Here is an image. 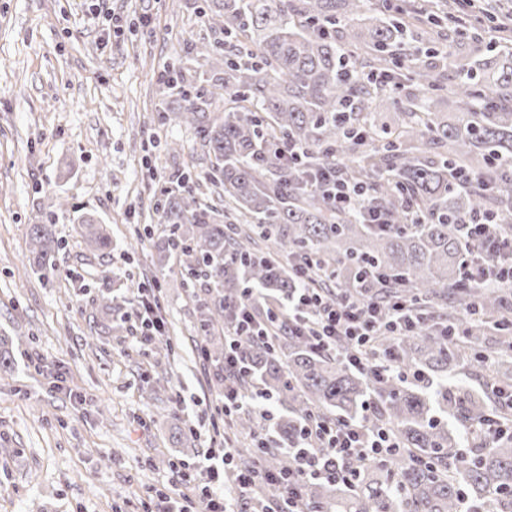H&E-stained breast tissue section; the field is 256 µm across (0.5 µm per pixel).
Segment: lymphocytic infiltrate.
<instances>
[{
	"mask_svg": "<svg viewBox=\"0 0 512 512\" xmlns=\"http://www.w3.org/2000/svg\"><path fill=\"white\" fill-rule=\"evenodd\" d=\"M319 188L330 195L338 211L359 210L365 223H385L381 210L369 206L366 188L331 178L320 183ZM484 224L483 217L475 216L460 226L467 247L477 259L471 272L500 286L512 284V236L494 245L486 244ZM238 309L236 322L224 328V372L228 375L245 368L240 337L269 336L278 324L285 326L288 334L309 337L313 347L320 351L332 350L338 339H346L354 348L347 359L351 367L382 374L390 371L392 365L389 355L373 352L374 337L404 336L420 324L404 304H395L392 313L383 317L372 303L356 302L341 294L330 297L312 286L300 289L289 301L287 311H272L263 320L255 317L248 302H240ZM304 430L313 445L295 455L293 472L277 473L260 466L240 471L236 478L238 495L231 498L218 493L215 484L226 471L234 469L236 450L230 445L211 448L205 455L209 485H196L192 468L174 466L172 484L181 488L182 494L175 498L169 492L157 491L151 512H240L242 502L262 483L279 485L282 490L281 498L265 506L262 512H298L297 504L307 480L339 478L346 475V465L352 458L381 459L393 454L397 446L383 426L367 431L341 422L310 420Z\"/></svg>",
	"mask_w": 512,
	"mask_h": 512,
	"instance_id": "1",
	"label": "lymphocytic infiltrate"
}]
</instances>
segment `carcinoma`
Returning a JSON list of instances; mask_svg holds the SVG:
<instances>
[{"instance_id": "carcinoma-1", "label": "carcinoma", "mask_w": 512, "mask_h": 512, "mask_svg": "<svg viewBox=\"0 0 512 512\" xmlns=\"http://www.w3.org/2000/svg\"><path fill=\"white\" fill-rule=\"evenodd\" d=\"M203 2L213 40L184 46L202 71L180 63L154 81L163 111L200 146L157 199L164 229L154 263L179 266L217 386L224 387V337L216 332L233 317L224 303L246 293L259 313L280 306L303 287L290 267L299 258L317 261V281L354 299L367 294L383 308L402 297L424 324L376 342L414 382L351 372L345 339L321 352L305 336L240 337L248 369L235 379L238 391L248 398L256 388L281 407L259 444L251 441L252 412L229 418L228 430L249 439L241 465L260 459L291 470L293 452L310 444L307 419L334 411L367 430L388 428L399 448L384 462L350 460L346 482L311 481L301 512H512V437L486 431L491 411L496 426L512 422L511 408L491 406V396L512 389V372L491 377L483 393L455 381L464 364L491 360L487 331L502 333L499 356L512 351L507 289L467 280L457 231L491 213L485 239L512 234V40L501 36L494 55L474 61L478 80L448 34V23L459 35L467 18L448 15L445 0ZM416 36L432 43L429 59L408 48ZM445 97L462 111H434ZM389 100L391 118L379 112ZM292 145L304 150L294 161ZM332 168L366 186L389 224L339 213L309 188ZM459 173L484 181L460 189ZM204 184L224 207L205 202ZM78 226L88 246L112 250L107 225L82 216ZM59 246L54 225H31L30 265L46 278ZM96 303L118 319V298L102 293ZM369 396L378 401L372 412Z\"/></svg>"}]
</instances>
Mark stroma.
Segmentation results:
<instances>
[{"label":"stroma","instance_id":"1","mask_svg":"<svg viewBox=\"0 0 512 512\" xmlns=\"http://www.w3.org/2000/svg\"><path fill=\"white\" fill-rule=\"evenodd\" d=\"M208 34L182 0H0V337L15 347L0 376V512H146L173 465L209 480L198 464L224 440V394L192 297L157 274L143 235L178 164L162 140L198 149L150 84L183 40ZM84 214L109 225L111 252L86 248ZM50 223L61 248L42 280L27 230ZM106 270L126 294L158 276L161 336L142 340L132 308L87 342ZM176 427L189 445L173 443Z\"/></svg>","mask_w":512,"mask_h":512}]
</instances>
